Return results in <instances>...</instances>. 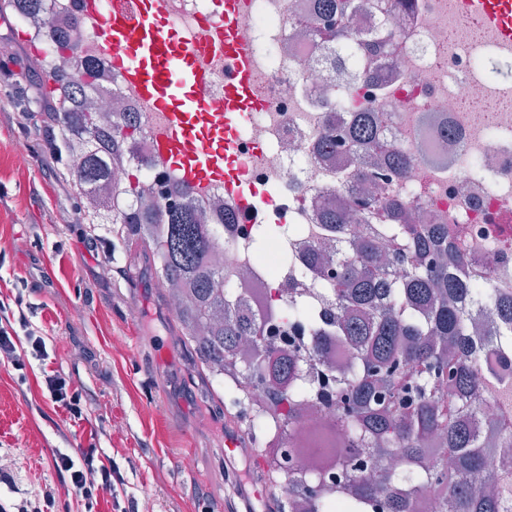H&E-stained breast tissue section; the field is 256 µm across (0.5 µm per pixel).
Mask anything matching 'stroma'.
Returning <instances> with one entry per match:
<instances>
[{
  "label": "stroma",
  "mask_w": 512,
  "mask_h": 512,
  "mask_svg": "<svg viewBox=\"0 0 512 512\" xmlns=\"http://www.w3.org/2000/svg\"><path fill=\"white\" fill-rule=\"evenodd\" d=\"M17 17L0 10V281L26 280L27 315L46 339L48 367L69 373L93 398L75 423L0 363V503L52 492L59 512L81 506L51 455L96 446L124 469L137 512H246L251 501L224 481V423L235 420L254 456L265 448L247 421L208 400L209 380L177 342L149 263L116 243L92 257L89 228L71 223L77 197L41 135L40 77L26 71ZM25 154L17 164V154ZM190 467H182V460Z\"/></svg>",
  "instance_id": "1"
}]
</instances>
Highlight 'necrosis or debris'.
<instances>
[{
	"label": "necrosis or debris",
	"mask_w": 512,
	"mask_h": 512,
	"mask_svg": "<svg viewBox=\"0 0 512 512\" xmlns=\"http://www.w3.org/2000/svg\"><path fill=\"white\" fill-rule=\"evenodd\" d=\"M354 30L377 29L384 14L399 21L397 51L384 60L362 46L346 45L345 72L325 68L318 44L298 23L315 15L314 0H245L237 19L239 39L251 51L255 97L260 108L240 116L236 158L251 182L273 186L264 222L283 230L265 252L252 244V224L224 185L197 191L203 203L218 202L235 214L218 225L224 237V271L240 298L264 309L271 284L289 281L304 288L310 305L324 310V277L302 276L300 266L331 237L328 206L347 208L380 196L400 199L420 223L447 227L471 264L487 268L488 286L512 294V47L488 27H472L462 0H356ZM171 19L192 42L213 39L210 0H171ZM79 25L80 56L100 63L98 93L139 113L142 133L126 144V156L141 171L150 198L183 202L175 177L153 148L157 117L123 82L102 55L90 22L76 18L74 0H53L47 26L32 36V53L45 55L59 32ZM354 86L358 100L377 110L386 137L410 165L403 173L372 169L368 179L345 183L353 149L343 142L324 147L333 128H344L341 92ZM302 233H294V225ZM327 409L305 422L295 454L302 461L333 462L336 437L326 430Z\"/></svg>",
	"instance_id": "4bbe7bcc"
}]
</instances>
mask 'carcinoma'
I'll use <instances>...</instances> for the list:
<instances>
[{"label":"carcinoma","mask_w":512,"mask_h":512,"mask_svg":"<svg viewBox=\"0 0 512 512\" xmlns=\"http://www.w3.org/2000/svg\"><path fill=\"white\" fill-rule=\"evenodd\" d=\"M9 4L32 27L44 25L51 8L50 0ZM318 5L325 22L317 33L320 61L336 70L343 65L338 47L361 40L348 27L353 0ZM369 38L382 53L395 50L387 18ZM77 41L75 26L60 33L36 71L54 80L40 85L60 131L49 146L60 153L77 188L79 223L117 224L127 244L151 257L150 271L178 321L179 340L193 347L202 372L242 402L265 385L266 401L250 425L267 439L271 475L289 496L290 512L329 510L330 499L323 496L328 472L298 464L291 447L299 411L307 404L334 408L333 425L344 445L336 499L346 512L373 506L377 512H410L411 500L434 485L445 488L435 512H512V467L490 484L483 478L485 461L512 448V297L484 287L489 272L467 263L448 234L409 222L401 208L383 199L357 216L372 224L362 235L354 233L348 211H329L325 223L348 243L328 278L335 312L312 314L305 299L288 289L271 315L306 329L300 339L306 352L284 353L224 277V242L210 233L209 216L192 198L168 206L149 202L135 166L116 186L112 206L101 205L98 187L141 125L130 112L92 107L94 61L74 59L80 81L57 63L54 54ZM348 105L353 112L347 135L364 156L355 159L347 181L361 178L370 160L405 169L409 160L390 148L376 113L353 96ZM385 236L397 240L388 256L381 251ZM482 307L498 317L484 339L476 336L474 321ZM332 340L350 348L349 361L334 366L327 359ZM488 352L500 367L486 365ZM307 354L321 361V376L304 370ZM489 391L500 392L501 402L486 415L476 402Z\"/></svg>","instance_id":"obj_1"}]
</instances>
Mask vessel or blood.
<instances>
[{
  "instance_id": "b4317fda",
  "label": "vessel or blood",
  "mask_w": 512,
  "mask_h": 512,
  "mask_svg": "<svg viewBox=\"0 0 512 512\" xmlns=\"http://www.w3.org/2000/svg\"><path fill=\"white\" fill-rule=\"evenodd\" d=\"M170 0H75L76 13L92 21L100 50L113 57L122 79L140 100L163 116L154 139L161 163L186 188L224 184L241 201L248 221L260 215L246 202V179L227 174L236 151V120L252 97L249 48L237 35L239 0H212L215 40L188 45L174 27ZM482 25L496 28L512 45V0H463ZM223 54L230 64L224 94L210 91L205 59Z\"/></svg>"
}]
</instances>
